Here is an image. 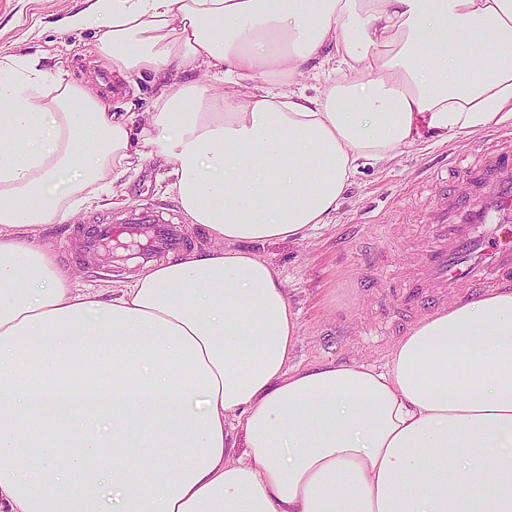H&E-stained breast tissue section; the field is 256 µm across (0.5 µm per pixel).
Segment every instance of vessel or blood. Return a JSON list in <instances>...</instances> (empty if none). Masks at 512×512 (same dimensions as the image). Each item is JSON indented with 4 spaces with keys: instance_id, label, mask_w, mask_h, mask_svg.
Wrapping results in <instances>:
<instances>
[{
    "instance_id": "obj_1",
    "label": "vessel or blood",
    "mask_w": 512,
    "mask_h": 512,
    "mask_svg": "<svg viewBox=\"0 0 512 512\" xmlns=\"http://www.w3.org/2000/svg\"><path fill=\"white\" fill-rule=\"evenodd\" d=\"M426 246L401 264L383 261L380 271L399 283L390 296L407 311L435 308L464 293H480L512 283V247L490 246L497 223L512 221V143L464 167L454 188L441 190L427 206ZM173 214L149 207L132 210L123 225L104 220L81 236L90 254L126 234L145 237L139 252L149 260L176 251L183 240L172 230Z\"/></svg>"
}]
</instances>
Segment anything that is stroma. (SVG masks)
I'll list each match as a JSON object with an SVG mask.
<instances>
[{"instance_id": "1", "label": "stroma", "mask_w": 512, "mask_h": 512, "mask_svg": "<svg viewBox=\"0 0 512 512\" xmlns=\"http://www.w3.org/2000/svg\"><path fill=\"white\" fill-rule=\"evenodd\" d=\"M93 0H0V53L39 58L47 69L64 67L73 79L90 81L108 97L116 112H148L158 85L145 77L129 85L93 49L94 32L65 27L67 17L90 7ZM512 133V122L477 133L440 138L423 131L414 145L389 162L360 170L330 223L308 230L304 239L255 244L253 250L277 270L288 288L289 302L302 333L290 366L304 368L356 360L384 368L394 346L424 317L381 308L380 271L371 264L379 252L399 257L427 242L425 204L436 192L434 179L445 174L461 150L478 155L498 134ZM171 164L159 157L135 162L116 183L114 194L83 208L72 224H56L45 233L56 261L72 273L77 288L106 291L120 287L138 270L134 264L86 261L77 254L78 227L119 217L135 206H154L171 213L180 208L169 186ZM395 222L391 237L376 225Z\"/></svg>"}]
</instances>
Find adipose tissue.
<instances>
[{
  "instance_id": "adipose-tissue-1",
  "label": "adipose tissue",
  "mask_w": 512,
  "mask_h": 512,
  "mask_svg": "<svg viewBox=\"0 0 512 512\" xmlns=\"http://www.w3.org/2000/svg\"><path fill=\"white\" fill-rule=\"evenodd\" d=\"M66 24L160 86L118 114L0 56V512H512V289L425 317L384 369H293L298 316L252 250L329 223L420 127L512 120V0H95ZM198 69L223 92L179 81ZM153 156L209 246L73 287L40 231Z\"/></svg>"
}]
</instances>
